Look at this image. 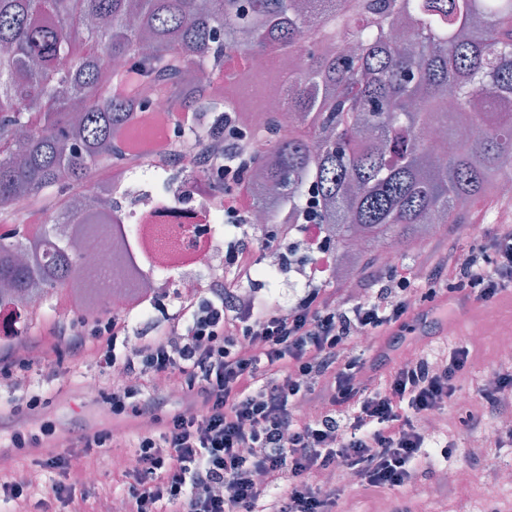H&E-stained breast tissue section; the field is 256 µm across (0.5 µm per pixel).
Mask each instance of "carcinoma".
Listing matches in <instances>:
<instances>
[{
    "instance_id": "1",
    "label": "carcinoma",
    "mask_w": 512,
    "mask_h": 512,
    "mask_svg": "<svg viewBox=\"0 0 512 512\" xmlns=\"http://www.w3.org/2000/svg\"><path fill=\"white\" fill-rule=\"evenodd\" d=\"M78 35L91 47L73 57ZM101 54L128 68L101 70ZM232 54L300 61L282 90L288 131L249 115L253 69L215 84ZM131 79L209 117L199 144L227 113L266 139L243 167L256 208L295 224L317 199L345 279L363 269L354 254L461 224L512 180V0H0V212L56 193L81 225L0 235V310L49 302L82 261L79 238H99L101 201L70 189L112 165L149 106L113 94Z\"/></svg>"
}]
</instances>
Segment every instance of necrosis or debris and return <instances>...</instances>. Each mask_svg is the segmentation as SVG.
Returning <instances> with one entry per match:
<instances>
[{
    "label": "necrosis or debris",
    "mask_w": 512,
    "mask_h": 512,
    "mask_svg": "<svg viewBox=\"0 0 512 512\" xmlns=\"http://www.w3.org/2000/svg\"><path fill=\"white\" fill-rule=\"evenodd\" d=\"M150 97L148 123H134L133 134L144 140H168L181 160L177 163L133 157L126 140H119L120 155L111 167L104 193L111 198L112 231L89 246L73 287L89 284L98 299L115 312L141 308L169 290L170 281L158 270L179 274L183 292L196 291L199 274H220L227 267L224 239L216 226L224 211L214 202L207 183H183L150 191L153 180H165L191 169L192 130L179 125L166 96Z\"/></svg>",
    "instance_id": "1"
}]
</instances>
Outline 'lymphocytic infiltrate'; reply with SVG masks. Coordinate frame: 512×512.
<instances>
[{"mask_svg":"<svg viewBox=\"0 0 512 512\" xmlns=\"http://www.w3.org/2000/svg\"><path fill=\"white\" fill-rule=\"evenodd\" d=\"M242 133L224 124V138L200 150L219 162L225 218L246 220L252 197L233 175L244 157ZM285 231L264 233L254 246L235 247L236 275H214L183 298V314L163 336L118 353L129 332L115 314L92 328L75 326L61 339L76 355L92 352L99 384L110 390L113 415L131 413L150 428L131 433L106 426L72 431L66 447L42 459L49 482L0 473V503L36 502L67 512H336L342 480L363 491L404 488L416 468L431 471L422 420L441 413L470 365L467 348L431 358L402 348L414 310L456 294L488 306L512 292V224H494L481 245L438 255L425 269L387 265L374 289L352 301L310 283L288 311L264 298H241V273L254 251L282 250ZM385 342L395 357L345 354L352 342ZM496 390L477 385L466 411L468 430L486 429L512 414V367L495 370ZM179 384L189 403L167 410L158 378ZM133 440L135 465L113 483L86 493L71 473L109 448Z\"/></svg>","mask_w":512,"mask_h":512,"instance_id":"obj_1","label":"lymphocytic infiltrate"}]
</instances>
